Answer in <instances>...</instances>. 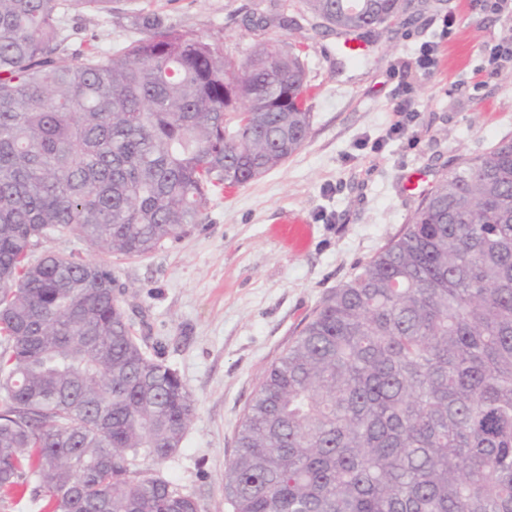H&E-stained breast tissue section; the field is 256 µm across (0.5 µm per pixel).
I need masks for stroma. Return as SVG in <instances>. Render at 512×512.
I'll return each instance as SVG.
<instances>
[{"mask_svg":"<svg viewBox=\"0 0 512 512\" xmlns=\"http://www.w3.org/2000/svg\"><path fill=\"white\" fill-rule=\"evenodd\" d=\"M414 22L363 35L370 50L351 62L336 33L309 23L247 29L270 0H122L109 14L67 11L73 44L108 50L137 38L144 8L182 32L220 39L245 60L263 41L291 45L308 66L312 113L305 146L282 167L211 198L203 223L142 257L105 256L135 334L176 369L196 401L180 450L156 472L230 512L224 467L262 371L287 348L322 298L348 281L406 224L420 198L405 188L422 172L434 184L462 156L512 135V61L485 74L486 50L512 37V13L480 0H427ZM440 64L418 68L424 47ZM410 118L395 132L397 108ZM297 218L310 226L302 254L273 236Z\"/></svg>","mask_w":512,"mask_h":512,"instance_id":"1","label":"stroma"}]
</instances>
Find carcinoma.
Instances as JSON below:
<instances>
[{
    "mask_svg": "<svg viewBox=\"0 0 512 512\" xmlns=\"http://www.w3.org/2000/svg\"><path fill=\"white\" fill-rule=\"evenodd\" d=\"M412 0H300L345 37ZM67 0H0V506L206 512L154 474L195 401L149 355L112 267L284 165L311 125L280 42L238 63L139 11L70 49ZM231 512H512V137L460 159L262 373L224 467Z\"/></svg>",
    "mask_w": 512,
    "mask_h": 512,
    "instance_id": "carcinoma-1",
    "label": "carcinoma"
}]
</instances>
